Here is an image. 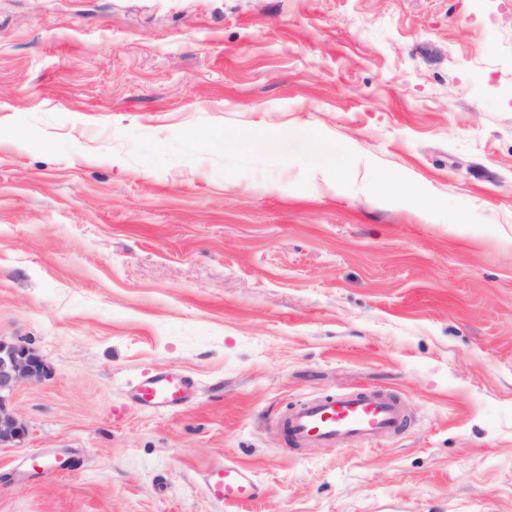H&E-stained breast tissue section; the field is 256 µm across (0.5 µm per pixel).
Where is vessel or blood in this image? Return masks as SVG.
Instances as JSON below:
<instances>
[{
  "label": "vessel or blood",
  "mask_w": 512,
  "mask_h": 512,
  "mask_svg": "<svg viewBox=\"0 0 512 512\" xmlns=\"http://www.w3.org/2000/svg\"><path fill=\"white\" fill-rule=\"evenodd\" d=\"M191 383L176 370L144 375L132 396L147 409H172L182 405ZM404 422L400 403L390 395L369 389L337 392L312 399L280 416L277 427L295 445L330 446L340 442L369 444L397 433ZM209 495L224 502H244L257 494L256 483L242 464L211 468L206 475Z\"/></svg>",
  "instance_id": "obj_1"
}]
</instances>
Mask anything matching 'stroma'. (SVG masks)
Here are the masks:
<instances>
[{
    "label": "stroma",
    "mask_w": 512,
    "mask_h": 512,
    "mask_svg": "<svg viewBox=\"0 0 512 512\" xmlns=\"http://www.w3.org/2000/svg\"><path fill=\"white\" fill-rule=\"evenodd\" d=\"M0 338V512H512V0H0ZM359 388L397 435L289 448ZM307 137L313 146V152L308 158L309 162L322 163L334 171L336 177H343L349 170L345 149L342 146L336 147L335 142H332L319 127L308 128ZM44 360L29 347L0 338V447L20 444L28 434L26 423L7 409L5 401L22 383L39 382L48 374ZM191 383L184 374L170 370L144 375L134 386L132 396L147 409H172L188 398ZM209 495L224 502H244L257 495V486L250 471L240 463L213 467L206 475Z\"/></svg>",
    "instance_id": "1"
}]
</instances>
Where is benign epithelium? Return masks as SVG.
<instances>
[{"mask_svg":"<svg viewBox=\"0 0 512 512\" xmlns=\"http://www.w3.org/2000/svg\"><path fill=\"white\" fill-rule=\"evenodd\" d=\"M48 374L44 360L29 347L0 338V447L20 444L26 423L7 409L5 401L23 383L39 382Z\"/></svg>","mask_w":512,"mask_h":512,"instance_id":"benign-epithelium-1","label":"benign epithelium"}]
</instances>
